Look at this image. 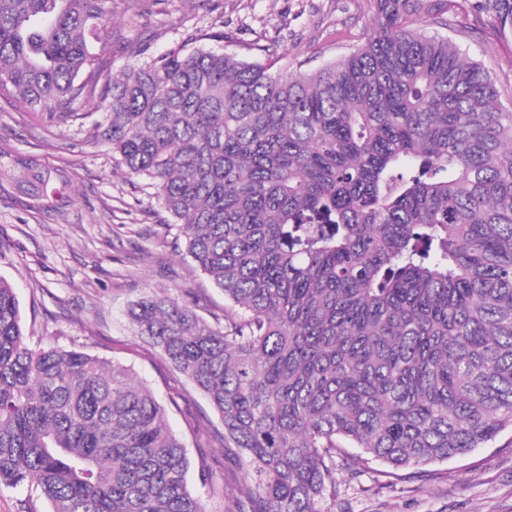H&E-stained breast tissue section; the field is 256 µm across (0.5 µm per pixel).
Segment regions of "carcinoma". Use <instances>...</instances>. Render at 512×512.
Here are the masks:
<instances>
[{
  "instance_id": "obj_1",
  "label": "carcinoma",
  "mask_w": 512,
  "mask_h": 512,
  "mask_svg": "<svg viewBox=\"0 0 512 512\" xmlns=\"http://www.w3.org/2000/svg\"><path fill=\"white\" fill-rule=\"evenodd\" d=\"M450 0H370L314 74L171 48L103 85L96 128L149 181L224 324L167 290L147 338L219 415L224 512H327L336 473L443 462L512 428V111L440 34ZM103 0H0V98L53 120L95 77ZM504 36L512 0H477ZM344 448H356V455ZM127 366L24 333L0 278V486L50 512H209Z\"/></svg>"
}]
</instances>
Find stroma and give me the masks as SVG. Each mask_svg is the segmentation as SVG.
Instances as JSON below:
<instances>
[{"instance_id":"obj_1","label":"stroma","mask_w":512,"mask_h":512,"mask_svg":"<svg viewBox=\"0 0 512 512\" xmlns=\"http://www.w3.org/2000/svg\"><path fill=\"white\" fill-rule=\"evenodd\" d=\"M476 0H452L449 16L465 29L461 48L496 81L512 110V40L479 14ZM99 66L116 74L175 47L215 49L274 70L313 71L363 44L368 0H107ZM99 93L79 100L80 118L52 122L45 113L0 99V277L18 296L28 332L129 366L165 406L170 428L191 462L224 455L219 416L173 371L125 316L128 303L162 289L187 288L210 323L224 320V292L196 269L174 238L172 217L146 182L130 177L97 136ZM48 171L64 198L32 206L36 182L25 167ZM383 464L338 472L335 512H512V430L482 448L427 467L426 476L377 489Z\"/></svg>"}]
</instances>
